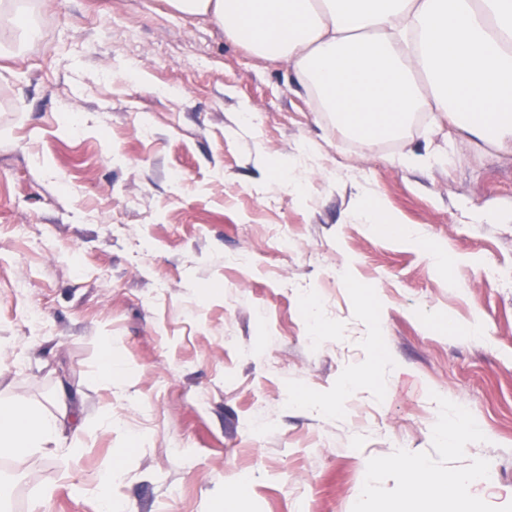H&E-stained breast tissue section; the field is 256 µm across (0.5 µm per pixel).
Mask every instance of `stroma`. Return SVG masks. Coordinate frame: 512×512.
Returning a JSON list of instances; mask_svg holds the SVG:
<instances>
[{
	"label": "stroma",
	"instance_id": "1",
	"mask_svg": "<svg viewBox=\"0 0 512 512\" xmlns=\"http://www.w3.org/2000/svg\"><path fill=\"white\" fill-rule=\"evenodd\" d=\"M32 19L0 23V399L50 411L66 383L83 428L78 460L12 458L18 512H98L112 464L120 512H386L403 456L495 465L475 512H512V156L397 165L440 144L424 118L346 135L287 63L165 0ZM373 196L419 239L360 223ZM115 476V468H108L107 470L99 473L96 478V492L100 501V511L112 512L114 505L112 504V496L109 489L112 486V481Z\"/></svg>",
	"mask_w": 512,
	"mask_h": 512
}]
</instances>
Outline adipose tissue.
<instances>
[{
    "instance_id": "adipose-tissue-1",
    "label": "adipose tissue",
    "mask_w": 512,
    "mask_h": 512,
    "mask_svg": "<svg viewBox=\"0 0 512 512\" xmlns=\"http://www.w3.org/2000/svg\"><path fill=\"white\" fill-rule=\"evenodd\" d=\"M216 24L226 39L288 62L339 129L364 139L402 135L427 111L462 139L512 155V0H167ZM55 411L0 402V457L58 447L77 425L67 391ZM408 497L471 512L477 480L403 464Z\"/></svg>"
}]
</instances>
